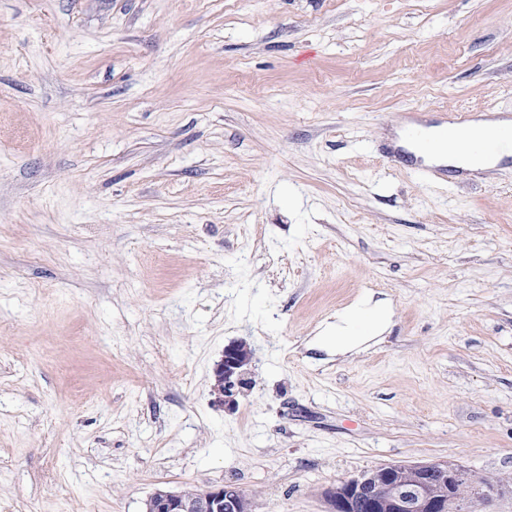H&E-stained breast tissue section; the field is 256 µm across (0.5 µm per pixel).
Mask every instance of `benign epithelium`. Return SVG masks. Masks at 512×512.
<instances>
[{"mask_svg": "<svg viewBox=\"0 0 512 512\" xmlns=\"http://www.w3.org/2000/svg\"><path fill=\"white\" fill-rule=\"evenodd\" d=\"M253 361L251 348L243 341L224 347L213 370L216 401L229 409L246 385ZM493 484L478 479L466 468L446 461L417 464H383L342 481L325 492L328 512H470V505L487 495ZM147 512H252L251 502L239 487L158 491L149 500Z\"/></svg>", "mask_w": 512, "mask_h": 512, "instance_id": "7a95c632", "label": "benign epithelium"}]
</instances>
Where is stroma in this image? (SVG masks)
Listing matches in <instances>:
<instances>
[{"mask_svg": "<svg viewBox=\"0 0 512 512\" xmlns=\"http://www.w3.org/2000/svg\"><path fill=\"white\" fill-rule=\"evenodd\" d=\"M458 110L512 116V0H0V512H327L435 460L512 512V160L388 156ZM363 317L369 319V326H362ZM390 321L389 305L383 301H372L370 297L361 309L348 310L336 316V323L330 328V335L323 336L326 347L335 348L336 354H345L365 343L380 332ZM253 361L251 348L243 341L233 342L224 348L222 359L215 365L214 386L216 401L228 409L237 406V395L246 385L245 376L249 373ZM147 512H252L251 502L239 487L158 491L149 500Z\"/></svg>", "mask_w": 512, "mask_h": 512, "instance_id": "35a3bbf8", "label": "stroma"}]
</instances>
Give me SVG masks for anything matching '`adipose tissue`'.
Masks as SVG:
<instances>
[{"instance_id":"obj_1","label":"adipose tissue","mask_w":512,"mask_h":512,"mask_svg":"<svg viewBox=\"0 0 512 512\" xmlns=\"http://www.w3.org/2000/svg\"><path fill=\"white\" fill-rule=\"evenodd\" d=\"M390 321V309L382 301H365L362 308L345 311L336 317L330 333L325 336V346L344 354L365 343L380 332Z\"/></svg>"}]
</instances>
